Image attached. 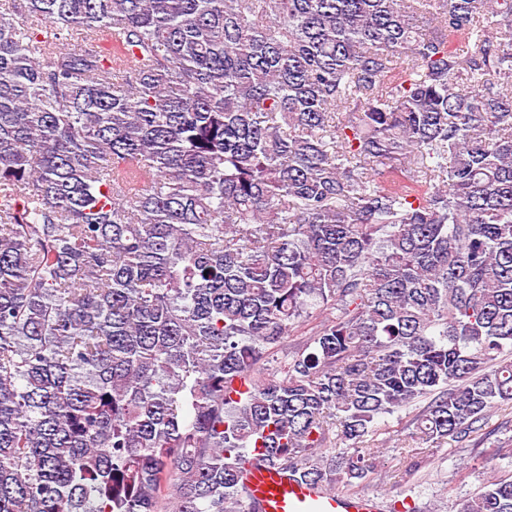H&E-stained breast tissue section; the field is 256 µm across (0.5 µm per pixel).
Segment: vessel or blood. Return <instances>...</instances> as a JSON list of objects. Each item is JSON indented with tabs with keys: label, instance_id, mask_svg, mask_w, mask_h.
Masks as SVG:
<instances>
[{
	"label": "vessel or blood",
	"instance_id": "b4317fda",
	"mask_svg": "<svg viewBox=\"0 0 512 512\" xmlns=\"http://www.w3.org/2000/svg\"><path fill=\"white\" fill-rule=\"evenodd\" d=\"M243 485L258 512H380L381 508L376 496L316 488L258 459L247 467Z\"/></svg>",
	"mask_w": 512,
	"mask_h": 512
}]
</instances>
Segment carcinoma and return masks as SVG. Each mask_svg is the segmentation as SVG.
<instances>
[{
  "label": "carcinoma",
  "instance_id": "carcinoma-1",
  "mask_svg": "<svg viewBox=\"0 0 512 512\" xmlns=\"http://www.w3.org/2000/svg\"><path fill=\"white\" fill-rule=\"evenodd\" d=\"M509 400L512 0H10L0 512H257L256 455L349 492L380 417Z\"/></svg>",
  "mask_w": 512,
  "mask_h": 512
}]
</instances>
